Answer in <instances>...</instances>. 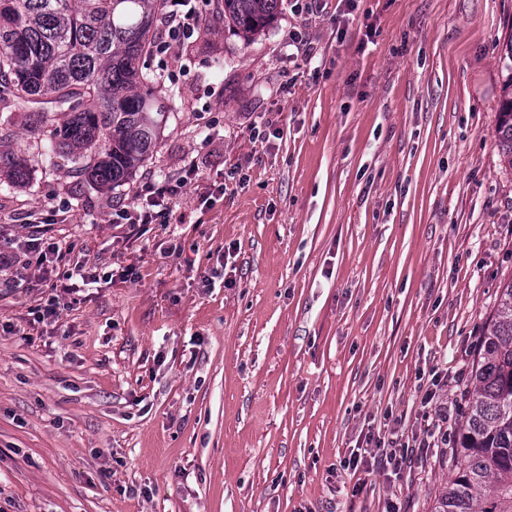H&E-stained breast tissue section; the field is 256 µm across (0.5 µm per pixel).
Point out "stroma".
Listing matches in <instances>:
<instances>
[{"instance_id":"35a3bbf8","label":"stroma","mask_w":512,"mask_h":512,"mask_svg":"<svg viewBox=\"0 0 512 512\" xmlns=\"http://www.w3.org/2000/svg\"><path fill=\"white\" fill-rule=\"evenodd\" d=\"M198 7L206 40L141 63L169 118L128 184L38 156L25 113L4 124L32 176L0 182V236L66 210L53 232L99 282L40 323L50 288L0 287V512H430L447 443L390 476L341 462L422 431L432 371L449 436L464 421L512 279V0H355L337 23L281 0L248 40L224 0ZM189 165L167 226L112 223ZM503 64L507 75L499 109L498 148L512 168V38L506 44Z\"/></svg>"}]
</instances>
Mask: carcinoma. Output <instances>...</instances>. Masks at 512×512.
Here are the masks:
<instances>
[{"instance_id":"obj_1","label":"carcinoma","mask_w":512,"mask_h":512,"mask_svg":"<svg viewBox=\"0 0 512 512\" xmlns=\"http://www.w3.org/2000/svg\"><path fill=\"white\" fill-rule=\"evenodd\" d=\"M280 0H224V21L245 37L265 28ZM167 0H0V102L32 121L35 147L66 157L103 190L129 183L157 153L166 105L142 57ZM499 109L498 148L512 166V39ZM66 120L46 129L51 117ZM0 174L15 185L28 160L0 148ZM475 393L455 448L458 462L431 512H512V278L484 326Z\"/></svg>"}]
</instances>
